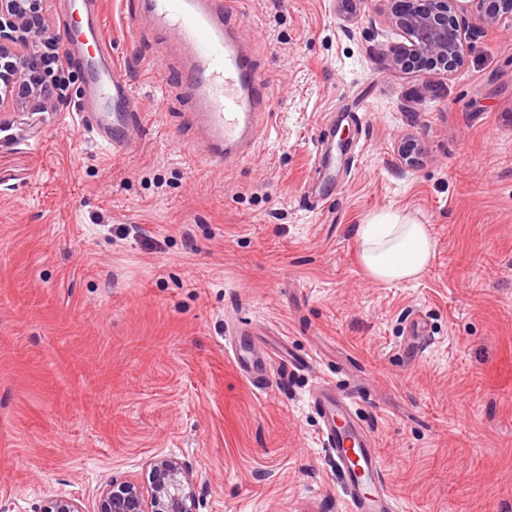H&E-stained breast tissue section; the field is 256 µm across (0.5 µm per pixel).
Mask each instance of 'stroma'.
<instances>
[{"label":"stroma","instance_id":"obj_1","mask_svg":"<svg viewBox=\"0 0 512 512\" xmlns=\"http://www.w3.org/2000/svg\"><path fill=\"white\" fill-rule=\"evenodd\" d=\"M134 2L103 0L145 113L132 150L78 127L80 66L60 111L0 127V504L98 512L105 484L146 483L167 455L197 478L199 512H343L309 402L329 379L361 385L358 418L410 512H512V21L474 26L445 76L385 66L403 37L383 0H364L355 39L336 0H246L272 129L220 169L189 147L179 80L153 69L157 31L128 32ZM330 127L352 150L314 197ZM408 134L413 171L395 151ZM387 210L430 229L416 280L379 283L358 259L355 225ZM238 325L276 352L264 388L234 367Z\"/></svg>","mask_w":512,"mask_h":512}]
</instances>
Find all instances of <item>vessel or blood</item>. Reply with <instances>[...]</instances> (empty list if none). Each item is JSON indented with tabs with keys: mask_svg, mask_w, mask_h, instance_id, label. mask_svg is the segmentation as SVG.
Returning a JSON list of instances; mask_svg holds the SVG:
<instances>
[{
	"mask_svg": "<svg viewBox=\"0 0 512 512\" xmlns=\"http://www.w3.org/2000/svg\"><path fill=\"white\" fill-rule=\"evenodd\" d=\"M68 6L82 8L85 22L76 30L64 26V43L84 57L85 80L98 103L93 110L78 105V121L109 152L126 153L144 115L127 109L134 89L108 48L100 0H68ZM137 7V14L128 18L129 31H136L145 15L180 47V54L159 55L157 66L179 73L183 92L194 104L189 125L208 143L209 165L223 166L249 146L254 130L272 115L266 81L236 35L237 21L228 16L224 0H138ZM335 169L336 140L331 137L321 143L316 173L329 186ZM234 362L255 385L269 376L268 355L256 342L237 343ZM309 399L322 419L324 442L343 482L346 512H399L375 442L355 415L363 399L360 386L326 380Z\"/></svg>",
	"mask_w": 512,
	"mask_h": 512,
	"instance_id": "1",
	"label": "vessel or blood"
}]
</instances>
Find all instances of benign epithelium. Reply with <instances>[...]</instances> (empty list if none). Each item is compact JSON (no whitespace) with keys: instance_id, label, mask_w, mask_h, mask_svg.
Listing matches in <instances>:
<instances>
[{"instance_id":"7a95c632","label":"benign epithelium","mask_w":512,"mask_h":512,"mask_svg":"<svg viewBox=\"0 0 512 512\" xmlns=\"http://www.w3.org/2000/svg\"><path fill=\"white\" fill-rule=\"evenodd\" d=\"M485 3L480 24L498 26L512 19V0H385L389 19L405 41L385 53L388 68L451 74L464 64L469 2ZM45 0H0V112H57L59 100L45 91L47 63L71 62L43 18ZM356 0H336V11L354 34ZM405 168L419 165L418 144L397 148ZM100 512H197V485L189 468L174 457L150 462L149 487L131 483L103 488ZM39 512H83L72 498L46 497Z\"/></svg>"}]
</instances>
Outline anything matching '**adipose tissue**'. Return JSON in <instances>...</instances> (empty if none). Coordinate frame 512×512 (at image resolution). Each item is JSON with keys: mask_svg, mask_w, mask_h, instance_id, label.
Instances as JSON below:
<instances>
[{"mask_svg": "<svg viewBox=\"0 0 512 512\" xmlns=\"http://www.w3.org/2000/svg\"><path fill=\"white\" fill-rule=\"evenodd\" d=\"M353 235L364 270L384 284L417 277L427 267L433 241L427 225L397 212L373 215L356 225Z\"/></svg>", "mask_w": 512, "mask_h": 512, "instance_id": "adipose-tissue-1", "label": "adipose tissue"}]
</instances>
